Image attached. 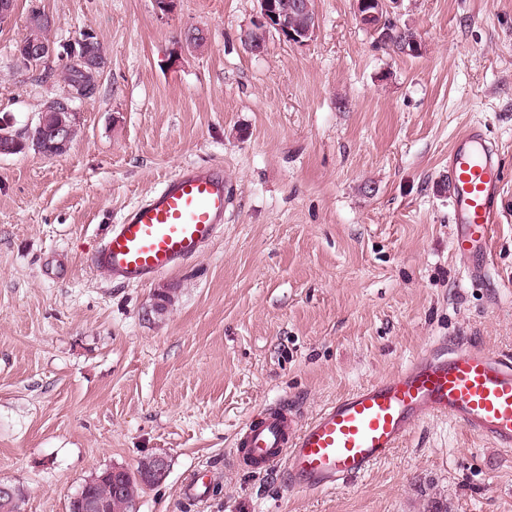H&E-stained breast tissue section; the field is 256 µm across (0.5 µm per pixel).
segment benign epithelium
I'll return each mask as SVG.
<instances>
[{
    "mask_svg": "<svg viewBox=\"0 0 512 512\" xmlns=\"http://www.w3.org/2000/svg\"><path fill=\"white\" fill-rule=\"evenodd\" d=\"M356 10L360 22L378 33L381 41H387L393 36L389 29H381L382 16H390L393 9L401 0H355ZM260 14L253 29L248 33L247 39L251 51L259 53L263 50L267 33L274 30L283 39L294 45H305L314 36L318 23L310 0H259ZM297 13L303 17V23L295 26L291 24V15ZM54 25L55 21L48 14H35L28 20V31L23 39L26 46V55L32 65L37 66L53 55V42L44 38L43 24ZM72 65L85 77L82 85L66 90L65 94L48 101L41 114L39 128L46 131L50 146L59 153H66L72 143L73 135L77 130L79 121L76 102L84 99L88 88L98 86L99 78L104 70L103 55L98 44L92 39L81 40V51L72 60ZM64 112L74 116L69 121L61 120L55 124H47L46 113ZM24 144L17 135L0 131V154H13L17 148Z\"/></svg>",
    "mask_w": 512,
    "mask_h": 512,
    "instance_id": "7a95c632",
    "label": "benign epithelium"
}]
</instances>
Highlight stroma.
Here are the masks:
<instances>
[{
  "mask_svg": "<svg viewBox=\"0 0 512 512\" xmlns=\"http://www.w3.org/2000/svg\"><path fill=\"white\" fill-rule=\"evenodd\" d=\"M54 45L97 36L107 66L66 154L0 156V482L23 512H69L97 469L149 455L167 476L139 512H512V452L445 418L340 490L297 493L284 468L232 462L264 404L311 418L434 341L512 356V0H403L422 44L394 53L355 0H313L306 45L246 38L259 0H15L0 23V117L35 125L62 63L23 68L31 6ZM203 29L193 49L183 35ZM483 128L504 169L494 261L471 279L450 247L442 183L459 131ZM224 169L223 234L171 275L119 285L83 255L165 178Z\"/></svg>",
  "mask_w": 512,
  "mask_h": 512,
  "instance_id": "stroma-1",
  "label": "stroma"
}]
</instances>
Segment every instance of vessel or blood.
Instances as JSON below:
<instances>
[{
  "label": "vessel or blood",
  "mask_w": 512,
  "mask_h": 512,
  "mask_svg": "<svg viewBox=\"0 0 512 512\" xmlns=\"http://www.w3.org/2000/svg\"><path fill=\"white\" fill-rule=\"evenodd\" d=\"M454 252L474 258L471 277L492 262L503 168L483 130L468 127L448 155ZM224 170L189 164L165 178L84 256L86 267L125 285L173 273L224 231ZM445 417L471 435L512 451V357L473 344L439 342L389 377L363 385L301 419L283 402L263 406L241 425L237 462L256 471L284 466L292 490L333 491L398 448L414 425Z\"/></svg>",
  "instance_id": "vessel-or-blood-1"
}]
</instances>
